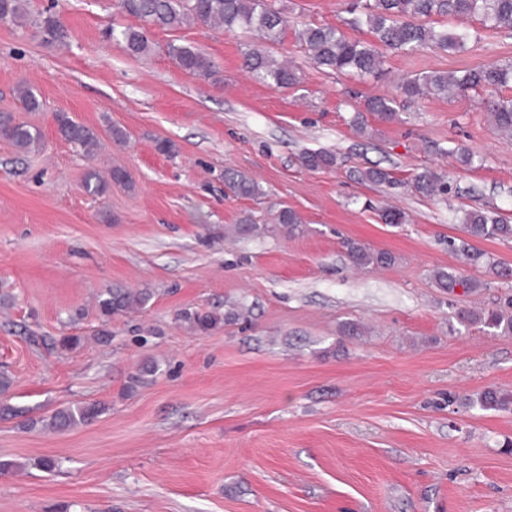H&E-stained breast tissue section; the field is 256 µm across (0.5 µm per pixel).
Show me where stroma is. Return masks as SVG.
Masks as SVG:
<instances>
[{"label":"stroma","instance_id":"stroma-1","mask_svg":"<svg viewBox=\"0 0 512 512\" xmlns=\"http://www.w3.org/2000/svg\"><path fill=\"white\" fill-rule=\"evenodd\" d=\"M355 0H277L292 23L343 25ZM68 31L48 46L35 27L0 25V111L40 128V148L0 139V369L13 385L0 411V512H512V410L472 400L512 390V336L458 322L511 289L436 288L448 267L475 275L449 248L463 210L512 218V138L494 130L484 92L399 100L406 74L512 60V32L480 29L460 53L387 52L379 76L330 74L309 63L294 31L275 47L301 82L261 84L242 65L240 38L202 25L150 30L135 59L106 33L129 25L116 0H29ZM200 48L212 74L180 69L168 43ZM26 85L43 102L19 108ZM398 99L399 121L349 125L370 97ZM64 113L95 129L94 158L56 129ZM120 129L124 140L112 139ZM170 140L171 155L158 140ZM459 146L464 166L448 156ZM335 155L312 171L303 153ZM129 181L88 194L89 171ZM255 179L241 199L224 171ZM380 168L395 184L361 180ZM431 169L448 195L411 185ZM286 206L303 229L287 236ZM404 215L381 218L385 208ZM250 217L256 231L225 230ZM356 240L392 252L390 267L355 268ZM147 288L144 310L102 321L95 299ZM244 318L200 335L185 311ZM363 324L345 336V323ZM81 345L55 348L61 335ZM156 364L140 375L143 363ZM97 402L94 422L45 427L56 410ZM55 459L54 471L40 468Z\"/></svg>","mask_w":512,"mask_h":512}]
</instances>
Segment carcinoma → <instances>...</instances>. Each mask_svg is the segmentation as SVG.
Masks as SVG:
<instances>
[{"mask_svg":"<svg viewBox=\"0 0 512 512\" xmlns=\"http://www.w3.org/2000/svg\"><path fill=\"white\" fill-rule=\"evenodd\" d=\"M121 11L138 19L141 26H126L110 33L112 40L131 57L149 55L152 42L148 29L174 30L188 24H199L221 28L232 33L240 30L252 36L242 42L245 69L263 83L287 89L299 83L298 67L278 58L271 49L280 44L288 29V20L275 0H119ZM0 12L7 21L17 23L31 18V24L41 33L44 43H62L66 30L58 18L48 12L31 17L28 0H0ZM354 17L347 25L354 31L367 32L373 40L351 37L337 27L322 24H305L297 31V39L309 62L337 73L356 72L362 76L376 75L383 71L385 56L380 48L412 53L421 49H437L459 53L467 48L469 41L478 35L467 28L448 30L434 26L431 18H472L480 20L485 28L512 30V0H357ZM169 54L185 72L206 77L211 74V62L200 49L192 46H168ZM512 83V62L493 63L473 69L454 72H422L407 76L398 85L400 97L414 102L424 97L446 98L464 96L470 91L483 90L496 95L488 100V111L497 133L512 137V97H503L498 92ZM16 96L27 112H38L43 103L35 90L21 86ZM381 122H393L398 118L397 101L393 98L370 97L364 102V112ZM57 133L61 139L79 149L87 157L94 156L100 148L98 134L91 128L74 121L68 115H56ZM0 138L10 141L18 150L27 152L39 146L42 133L35 126L15 120L9 112L0 113ZM335 155L324 152H307L301 157V165L309 170H324L335 166ZM126 172L114 169L110 180L96 172L88 174L84 188L93 195H102L109 189V181L123 182ZM224 184L240 198H255L262 193L260 185L251 177L235 170L224 172ZM415 191L426 197H437L448 191V183L433 170L425 169L414 176ZM276 223L288 231L297 230L301 217L293 210L283 207L276 212ZM461 224L467 235L474 239H512V224L494 212L470 209L463 212ZM347 254L357 266H383L395 263L389 252H375L359 242H344ZM452 250L463 255L468 264L484 268L492 275L509 279L512 269L500 266L485 258L466 239L450 242ZM437 287L455 291L462 287L470 292L484 286L475 277H464L458 270L441 269L434 275ZM152 297L147 289L132 290L116 287L97 296V311L100 317L112 316L145 308ZM236 318L228 312L219 317L210 312L185 313L183 320L197 332L205 333L220 320ZM458 319L462 323L481 324L512 335V294L497 297L493 305L480 311L461 309ZM477 403L484 410H512V391L489 389L482 392ZM104 411L97 402L80 404L58 410L50 416L49 426L64 429L86 425L95 421Z\"/></svg>","mask_w":512,"mask_h":512,"instance_id":"carcinoma-1","label":"carcinoma"}]
</instances>
